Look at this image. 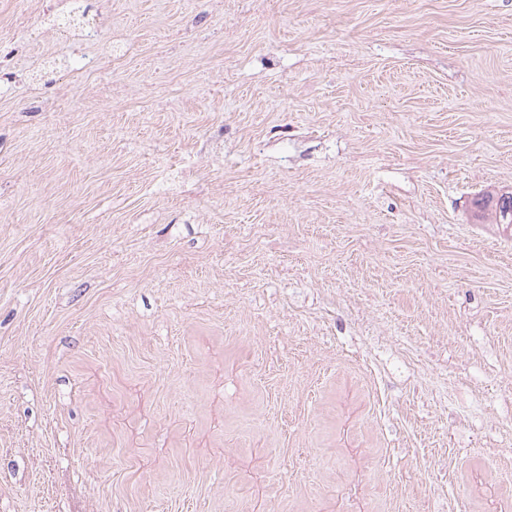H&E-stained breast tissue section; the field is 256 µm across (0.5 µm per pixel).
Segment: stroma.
Wrapping results in <instances>:
<instances>
[{
	"instance_id": "35a3bbf8",
	"label": "stroma",
	"mask_w": 512,
	"mask_h": 512,
	"mask_svg": "<svg viewBox=\"0 0 512 512\" xmlns=\"http://www.w3.org/2000/svg\"><path fill=\"white\" fill-rule=\"evenodd\" d=\"M57 2L0 0V512H512V0ZM501 191L482 192L474 201V206L480 213L490 210L496 219L503 222L506 217L512 224V190L508 189L504 193Z\"/></svg>"
}]
</instances>
